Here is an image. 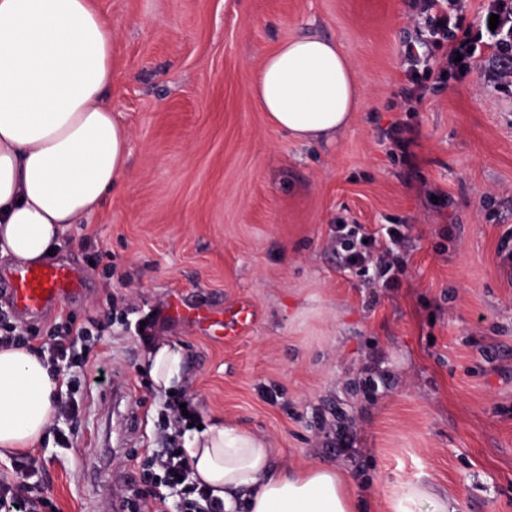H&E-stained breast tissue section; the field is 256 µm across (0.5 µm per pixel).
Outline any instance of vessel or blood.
<instances>
[{"mask_svg":"<svg viewBox=\"0 0 512 512\" xmlns=\"http://www.w3.org/2000/svg\"><path fill=\"white\" fill-rule=\"evenodd\" d=\"M84 280L79 271L69 265L46 261L34 266H20L0 277L13 309L26 318H37L55 307L61 300L80 295ZM254 312L248 303H241L231 313V323L225 326L226 340H233L239 330L250 325Z\"/></svg>","mask_w":512,"mask_h":512,"instance_id":"vessel-or-blood-1","label":"vessel or blood"}]
</instances>
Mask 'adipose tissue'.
<instances>
[{
    "instance_id": "obj_1",
    "label": "adipose tissue",
    "mask_w": 512,
    "mask_h": 512,
    "mask_svg": "<svg viewBox=\"0 0 512 512\" xmlns=\"http://www.w3.org/2000/svg\"><path fill=\"white\" fill-rule=\"evenodd\" d=\"M112 24L93 0H0V259L42 262L65 230L125 181L130 131L105 100ZM252 94L293 139L345 129L365 100L334 41L296 36L257 69ZM181 350L145 365L157 387L181 379ZM62 380L29 348L0 345V458L34 447L56 415ZM194 477L234 512H356L347 476L326 467L273 471L265 439L218 422L189 441Z\"/></svg>"
}]
</instances>
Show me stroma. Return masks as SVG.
I'll return each mask as SVG.
<instances>
[{"mask_svg":"<svg viewBox=\"0 0 512 512\" xmlns=\"http://www.w3.org/2000/svg\"><path fill=\"white\" fill-rule=\"evenodd\" d=\"M112 22L109 103L131 134L121 189L65 232L56 261L86 289L47 313L95 319L78 346L98 383L71 398L33 451L52 512H109L147 459L184 447L170 394L198 423L263 437L276 468L322 466L352 481L360 512H391L400 484L456 512H512V85L493 51L466 75L402 98L407 45L426 39L414 0H96ZM336 41L365 91L331 142L271 125L251 93L262 58L299 35ZM415 139L406 162L392 126ZM408 227L398 287L336 252L337 222ZM232 306L256 320L235 341L170 305ZM181 346L182 381L145 370L142 323ZM112 472L113 482L90 479Z\"/></svg>","mask_w":512,"mask_h":512,"instance_id":"1","label":"stroma"}]
</instances>
